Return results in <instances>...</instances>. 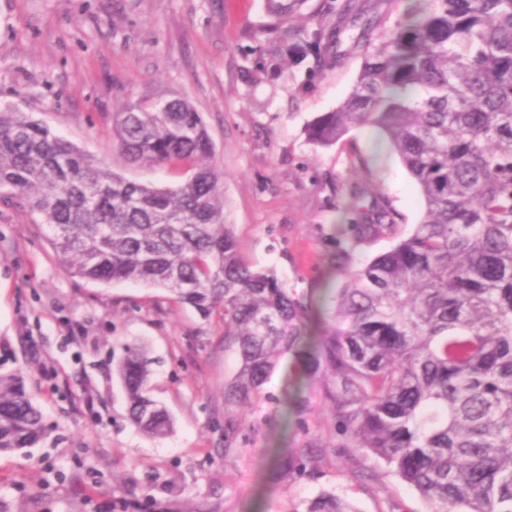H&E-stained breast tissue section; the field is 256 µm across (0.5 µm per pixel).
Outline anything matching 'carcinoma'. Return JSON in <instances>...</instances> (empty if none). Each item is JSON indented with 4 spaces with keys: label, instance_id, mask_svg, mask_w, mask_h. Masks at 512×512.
<instances>
[{
    "label": "carcinoma",
    "instance_id": "carcinoma-1",
    "mask_svg": "<svg viewBox=\"0 0 512 512\" xmlns=\"http://www.w3.org/2000/svg\"><path fill=\"white\" fill-rule=\"evenodd\" d=\"M306 0H265L280 24ZM380 32L391 0H347L329 34L308 45L316 66L343 54L358 27L363 55L344 102L309 129L331 146L351 129L381 130L416 181L423 218L388 251L354 267L336 256L332 326L268 269L241 258L224 212V171L192 105L181 97L112 113L118 149L151 168L186 166L174 188L129 180L49 126L0 106V202L28 209L73 275L144 283L203 317L220 309L240 366L224 385L248 406L287 355L318 384L340 448L381 460L430 512H512V0H416ZM360 240L390 234L382 202ZM129 413L150 438L171 431L148 394L141 349L118 364ZM42 414L21 373H0V453L34 447ZM283 471L315 476L312 452ZM303 512H356L334 492Z\"/></svg>",
    "mask_w": 512,
    "mask_h": 512
}]
</instances>
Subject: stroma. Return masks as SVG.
Masks as SVG:
<instances>
[{
	"mask_svg": "<svg viewBox=\"0 0 512 512\" xmlns=\"http://www.w3.org/2000/svg\"><path fill=\"white\" fill-rule=\"evenodd\" d=\"M271 24L264 0H0V105L128 179L167 187L186 171L127 165L111 115L145 98H186L215 144L242 257L319 304L338 252L357 264L389 250L424 205L373 127L329 147L308 136L348 96L362 54L345 48L319 70L303 35L276 37ZM271 47L284 63L275 80L263 66ZM355 186L365 194L354 202ZM379 194L397 226L356 243ZM132 346L174 422L159 438L129 418L116 368ZM238 366L221 311L205 319L160 288L72 276L47 227L0 203V372L24 375L44 426L36 447L0 453V512H303L328 491L359 512H428L382 462L338 447L323 403L306 388L293 396L291 359L250 407L225 404ZM299 448L319 454L316 477L277 471V456Z\"/></svg>",
	"mask_w": 512,
	"mask_h": 512,
	"instance_id": "stroma-1",
	"label": "stroma"
}]
</instances>
